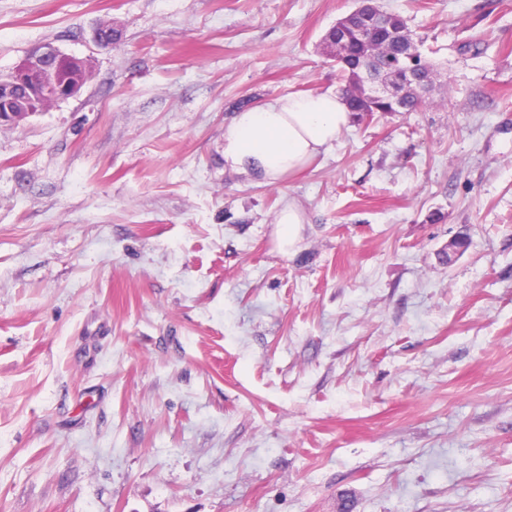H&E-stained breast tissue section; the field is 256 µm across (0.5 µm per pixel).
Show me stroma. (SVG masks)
Masks as SVG:
<instances>
[{
  "mask_svg": "<svg viewBox=\"0 0 512 512\" xmlns=\"http://www.w3.org/2000/svg\"><path fill=\"white\" fill-rule=\"evenodd\" d=\"M379 3L432 92L265 184L224 126L354 0H0L91 65L0 126V512H512V0ZM276 222L288 227V243L293 245L299 238L301 224H304L305 217L294 203L289 202L280 211Z\"/></svg>",
  "mask_w": 512,
  "mask_h": 512,
  "instance_id": "1",
  "label": "stroma"
}]
</instances>
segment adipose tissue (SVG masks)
Returning <instances> with one entry per match:
<instances>
[{
  "mask_svg": "<svg viewBox=\"0 0 512 512\" xmlns=\"http://www.w3.org/2000/svg\"><path fill=\"white\" fill-rule=\"evenodd\" d=\"M342 95H282L235 112L224 127V166L267 184L285 181L326 154L351 122Z\"/></svg>",
  "mask_w": 512,
  "mask_h": 512,
  "instance_id": "ef3b65f1",
  "label": "adipose tissue"
}]
</instances>
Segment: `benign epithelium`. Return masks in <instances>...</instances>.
Listing matches in <instances>:
<instances>
[{"instance_id": "benign-epithelium-1", "label": "benign epithelium", "mask_w": 512, "mask_h": 512, "mask_svg": "<svg viewBox=\"0 0 512 512\" xmlns=\"http://www.w3.org/2000/svg\"><path fill=\"white\" fill-rule=\"evenodd\" d=\"M382 27L384 22L370 10L353 25L343 21L337 25L336 45L329 51L338 55L350 34L361 36L367 30ZM86 65V59L66 54L50 43L34 49L13 70L0 74V124H17L38 114L46 103L78 96L88 78ZM427 82L422 65L412 60L404 71L391 66L368 68L365 90L372 100L399 106L405 86Z\"/></svg>"}]
</instances>
